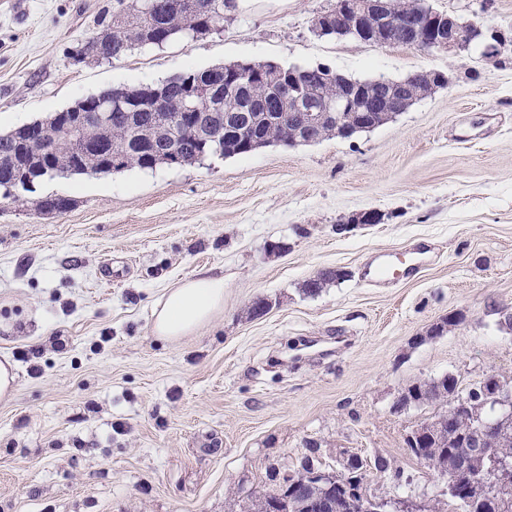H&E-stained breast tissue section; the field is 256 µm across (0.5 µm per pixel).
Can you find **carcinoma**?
Segmentation results:
<instances>
[{"label": "carcinoma", "instance_id": "carcinoma-1", "mask_svg": "<svg viewBox=\"0 0 512 512\" xmlns=\"http://www.w3.org/2000/svg\"><path fill=\"white\" fill-rule=\"evenodd\" d=\"M123 8L112 17L102 35L105 41L97 46L91 40L81 43L76 49L78 56H92L101 60H119L138 46L162 45L176 38H192L216 29L224 23V9L230 0H209L213 14L205 16L180 7L179 0H118ZM345 75L326 67L322 75L312 81L299 77L294 67H273L265 63L218 64L201 70H187L163 82L134 88L121 87L112 101V111L120 117L106 125L82 124L78 128L80 141L84 144L100 141L112 146V154L121 158L112 172L120 173L129 168L155 169L169 166L167 158L176 151L181 156L179 165H192L209 156L232 157L255 151L256 140L263 146L283 144L288 146L310 144L329 137H340L336 126V115L323 112L318 127L309 130L291 118L288 112V94L316 103L334 101L346 93ZM440 85L435 78L422 74L405 85V107H410L419 96L427 94ZM205 95L200 111L178 120L175 114L182 112L183 99L189 87ZM232 95L242 106L240 122L227 123L224 117V100ZM72 118L52 114L40 123L47 127L50 137L44 154L34 156L23 142L19 128L0 131V188L5 194L15 188L13 160L38 170H56V177L70 178L81 174L70 169L79 155L62 144L58 135L60 124ZM71 206L70 198L49 195L41 198L37 209L66 212ZM346 278L339 269H328L321 276L311 278L303 284L308 294H316L327 285ZM411 398L419 404L433 397H443L448 391L445 381L435 379L417 381L407 387ZM443 431L448 427L466 430L473 424V417L448 408L440 414ZM454 444L444 434L427 439L419 448H408V456L422 462L427 457L432 469L448 470L455 466L452 454ZM268 479L272 487L256 493L245 501L244 512H274L276 492L284 482L294 479L297 472L287 474L275 465H269ZM350 512L347 499L340 495L336 481L302 484L294 498L293 512ZM454 512H482L485 507L483 492L471 490L468 500L448 499Z\"/></svg>", "mask_w": 512, "mask_h": 512}]
</instances>
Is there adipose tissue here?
Returning a JSON list of instances; mask_svg holds the SVG:
<instances>
[{
    "mask_svg": "<svg viewBox=\"0 0 512 512\" xmlns=\"http://www.w3.org/2000/svg\"><path fill=\"white\" fill-rule=\"evenodd\" d=\"M224 307V279L206 272L184 279L153 312L156 336L177 340L207 325Z\"/></svg>",
    "mask_w": 512,
    "mask_h": 512,
    "instance_id": "1",
    "label": "adipose tissue"
}]
</instances>
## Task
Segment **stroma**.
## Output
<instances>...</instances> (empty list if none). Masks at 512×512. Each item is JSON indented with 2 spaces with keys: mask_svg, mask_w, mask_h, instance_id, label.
<instances>
[{
  "mask_svg": "<svg viewBox=\"0 0 512 512\" xmlns=\"http://www.w3.org/2000/svg\"><path fill=\"white\" fill-rule=\"evenodd\" d=\"M336 0H257L219 30L75 61L116 0H0V130L104 90L188 69L272 61L356 80L440 72L447 84L376 129L271 145L183 167L42 178L0 196V512H241L269 464L296 468L308 444L339 468L382 455L412 474L421 504L442 484L404 437L440 405L393 413L418 380L512 377V49L381 47L320 37ZM512 36V0H432ZM64 195L54 218L36 203ZM372 210L380 223L352 226ZM348 225L345 233L337 225ZM423 248L394 286L368 270ZM338 268L315 295L303 284ZM223 276L224 308L176 341L152 333L167 288ZM267 298L266 315H250ZM462 322L430 328L449 311Z\"/></svg>",
  "mask_w": 512,
  "mask_h": 512,
  "instance_id": "35a3bbf8",
  "label": "stroma"
}]
</instances>
